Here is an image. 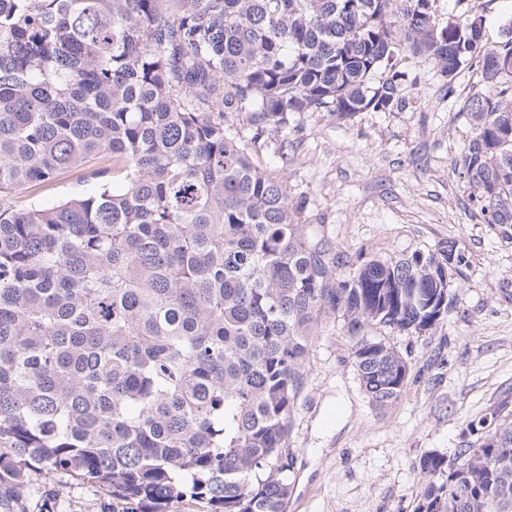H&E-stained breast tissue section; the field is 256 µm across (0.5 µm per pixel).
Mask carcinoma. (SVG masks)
Here are the masks:
<instances>
[{"mask_svg": "<svg viewBox=\"0 0 512 512\" xmlns=\"http://www.w3.org/2000/svg\"><path fill=\"white\" fill-rule=\"evenodd\" d=\"M437 22L435 0H0V197L81 168L92 191L0 204V477L64 471L166 512H284L290 413L319 321H343L371 405L408 360L370 335L422 333L456 306L454 242L357 260L308 230L249 156L289 116L409 104L427 56L472 136L454 163L486 224L512 226V19ZM506 404L453 460H419L414 512H512Z\"/></svg>", "mask_w": 512, "mask_h": 512, "instance_id": "1", "label": "carcinoma"}]
</instances>
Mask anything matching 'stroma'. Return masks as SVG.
I'll return each instance as SVG.
<instances>
[{"label":"stroma","instance_id":"obj_1","mask_svg":"<svg viewBox=\"0 0 512 512\" xmlns=\"http://www.w3.org/2000/svg\"><path fill=\"white\" fill-rule=\"evenodd\" d=\"M469 8L484 15L485 42L495 45L512 0H436V18ZM408 71L417 82L404 109L350 119L304 112L285 136L248 143L253 161L286 180L291 203L338 249L389 260L452 240L468 259L449 277L458 303L438 325L420 334L375 329L411 367L403 395L385 411L359 388L341 321H321L290 416L285 512H413L424 487L420 457L453 455L467 421L512 403V228L483 223L453 172L471 135L460 107L480 75L463 71L450 95L430 59L410 58ZM92 188L73 169L48 188L17 190L10 202L27 207ZM129 509L61 471H29L21 487L0 480V512Z\"/></svg>","mask_w":512,"mask_h":512}]
</instances>
